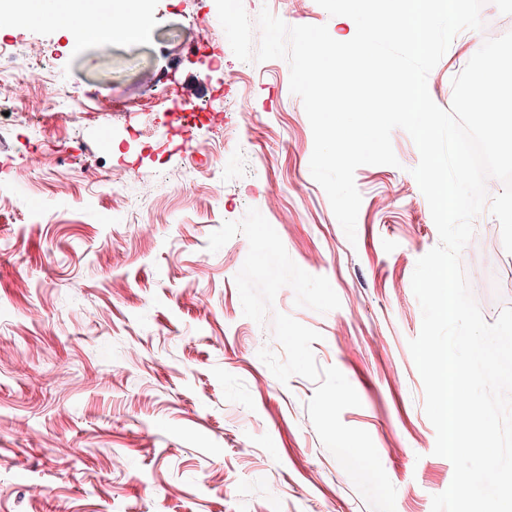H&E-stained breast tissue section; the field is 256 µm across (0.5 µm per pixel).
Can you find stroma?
I'll use <instances>...</instances> for the list:
<instances>
[{
	"mask_svg": "<svg viewBox=\"0 0 512 512\" xmlns=\"http://www.w3.org/2000/svg\"><path fill=\"white\" fill-rule=\"evenodd\" d=\"M243 5L356 33L316 0ZM140 6L150 26L108 47L37 19L0 32L46 77L0 79V512H431L454 469L408 348L439 243L413 139L394 129L397 165L356 169L348 240L288 62L238 60L215 0ZM483 42L459 32L429 73L439 107ZM188 85L209 118L185 132ZM77 94L68 123L43 108ZM474 235L464 272L492 323L512 254L489 212Z\"/></svg>",
	"mask_w": 512,
	"mask_h": 512,
	"instance_id": "obj_1",
	"label": "stroma"
}]
</instances>
